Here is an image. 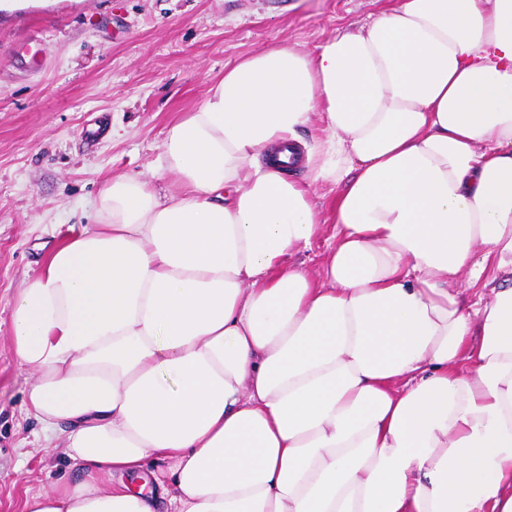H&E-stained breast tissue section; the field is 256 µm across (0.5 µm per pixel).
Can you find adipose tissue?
<instances>
[{"instance_id": "adipose-tissue-1", "label": "adipose tissue", "mask_w": 512, "mask_h": 512, "mask_svg": "<svg viewBox=\"0 0 512 512\" xmlns=\"http://www.w3.org/2000/svg\"><path fill=\"white\" fill-rule=\"evenodd\" d=\"M324 224L315 277L290 258ZM9 339L84 474L25 512H512V0H394L225 68Z\"/></svg>"}]
</instances>
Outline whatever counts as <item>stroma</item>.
Wrapping results in <instances>:
<instances>
[{
    "mask_svg": "<svg viewBox=\"0 0 512 512\" xmlns=\"http://www.w3.org/2000/svg\"><path fill=\"white\" fill-rule=\"evenodd\" d=\"M391 0H29L0 10V512L79 477L27 415L36 375L10 303L113 177L151 178L169 125L225 65L271 46L310 53Z\"/></svg>",
    "mask_w": 512,
    "mask_h": 512,
    "instance_id": "35a3bbf8",
    "label": "stroma"
}]
</instances>
